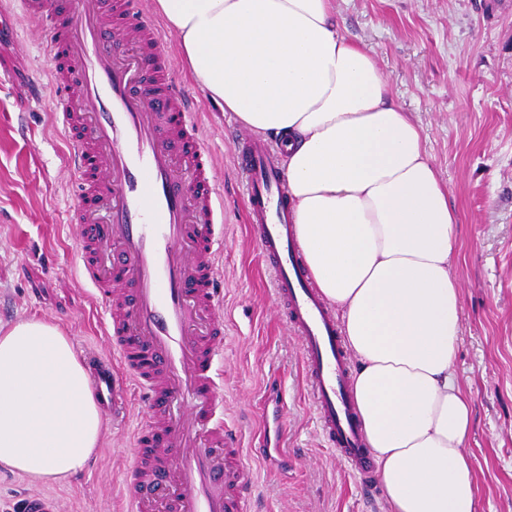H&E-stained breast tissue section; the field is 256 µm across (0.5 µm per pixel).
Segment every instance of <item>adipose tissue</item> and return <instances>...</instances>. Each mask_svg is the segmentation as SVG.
<instances>
[{
    "label": "adipose tissue",
    "mask_w": 512,
    "mask_h": 512,
    "mask_svg": "<svg viewBox=\"0 0 512 512\" xmlns=\"http://www.w3.org/2000/svg\"><path fill=\"white\" fill-rule=\"evenodd\" d=\"M191 78L240 126L282 144L306 268L358 362L352 379L386 512H477L471 403L450 270L459 217L377 57L334 0H155ZM104 421L60 328L0 331V465L32 483L82 471Z\"/></svg>",
    "instance_id": "1"
}]
</instances>
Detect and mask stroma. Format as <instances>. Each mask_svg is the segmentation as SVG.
<instances>
[{
	"instance_id": "1",
	"label": "stroma",
	"mask_w": 512,
	"mask_h": 512,
	"mask_svg": "<svg viewBox=\"0 0 512 512\" xmlns=\"http://www.w3.org/2000/svg\"><path fill=\"white\" fill-rule=\"evenodd\" d=\"M342 32L374 53L392 100L419 125L458 212L451 260L461 283L463 333L453 370L471 399L466 443L478 512H512V0H335ZM40 17L0 31V328L35 318L58 325L79 357L107 353L102 314L77 281L68 218V144L48 105L30 100L44 71ZM175 82L195 103L224 192V415L239 425L253 482V512H384L323 442L300 346L276 314L271 274L246 224L232 159L234 117L188 75L169 36ZM279 399L281 455L265 459L267 403ZM106 418L89 466L48 489L60 512H122L127 439L140 423Z\"/></svg>"
}]
</instances>
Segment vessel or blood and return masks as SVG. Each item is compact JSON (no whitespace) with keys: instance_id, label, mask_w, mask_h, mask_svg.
Returning a JSON list of instances; mask_svg holds the SVG:
<instances>
[{"instance_id":"vessel-or-blood-1","label":"vessel or blood","mask_w":512,"mask_h":512,"mask_svg":"<svg viewBox=\"0 0 512 512\" xmlns=\"http://www.w3.org/2000/svg\"><path fill=\"white\" fill-rule=\"evenodd\" d=\"M49 18L50 106L71 145L78 280L103 308L111 352L95 357L91 388L116 409L127 387L143 422L124 470L126 512H250L249 453L224 420V204L215 157L192 100L171 77L163 36L140 0H19ZM125 32L117 53L104 18ZM247 219L297 337L316 418L361 481L375 474L332 308L309 280L288 188L267 143L236 139ZM20 512H58L31 494Z\"/></svg>"}]
</instances>
